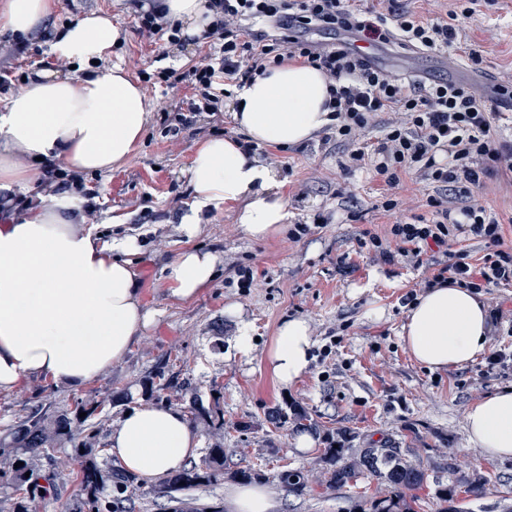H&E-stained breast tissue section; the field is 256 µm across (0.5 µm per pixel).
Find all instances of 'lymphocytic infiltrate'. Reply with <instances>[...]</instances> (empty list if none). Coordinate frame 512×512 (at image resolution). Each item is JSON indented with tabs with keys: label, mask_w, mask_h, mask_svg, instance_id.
Wrapping results in <instances>:
<instances>
[{
	"label": "lymphocytic infiltrate",
	"mask_w": 512,
	"mask_h": 512,
	"mask_svg": "<svg viewBox=\"0 0 512 512\" xmlns=\"http://www.w3.org/2000/svg\"><path fill=\"white\" fill-rule=\"evenodd\" d=\"M379 11L363 14L345 0H205L209 22L198 42L206 53L178 68L147 73L149 85L175 84L190 89V96L163 109V133L177 140L201 114L217 117L233 88L242 87L267 67L295 60L320 70L329 83L331 131L347 152L353 167H371L385 185L382 207L395 210L401 177L420 173L438 183L429 197L430 215L391 225L385 236L371 235L373 257L382 262L398 259L432 270L424 287L445 280L482 290L512 283V249H504V224L473 194L493 172L512 173V145L497 142L494 117L488 102L468 86L444 80L406 82L377 68L346 45L319 44L315 31L346 33L377 46L399 44L420 50L461 48L466 33L460 19L479 15L483 0H453L447 18L437 24L415 13L398 10L395 0H378ZM137 29L146 41L162 40L167 55L179 57L186 45L180 26L169 20L158 0H139ZM27 42L0 40V90L21 93L26 88L22 59ZM392 113L380 138L366 133L376 114ZM445 164H438V155ZM73 188L85 187L82 172L50 166L37 185L44 201ZM85 220H93L95 190L86 189ZM481 238L490 251L481 265L469 262L466 251L454 249L459 234ZM436 247L438 257L428 256Z\"/></svg>",
	"instance_id": "lymphocytic-infiltrate-1"
}]
</instances>
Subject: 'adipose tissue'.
Instances as JSON below:
<instances>
[{"label":"adipose tissue","mask_w":512,"mask_h":512,"mask_svg":"<svg viewBox=\"0 0 512 512\" xmlns=\"http://www.w3.org/2000/svg\"><path fill=\"white\" fill-rule=\"evenodd\" d=\"M54 0H0V32L26 36L44 30ZM121 41L111 17L89 13L49 40L51 53L76 61L79 72L34 71L25 92L0 109V195L31 191L46 163L109 172L136 152L150 105L120 65L92 61ZM328 82L294 62L254 75L235 95L232 119L246 143L213 138L187 169L191 200L180 218L190 245L167 267L172 300L188 302L214 280L219 257L193 247L210 215L225 206L250 238L288 229V202L276 170L247 144L295 146L331 123ZM111 111H104V104ZM82 192L30 207L17 223L0 225V392L49 380L77 390L120 361L156 318L142 302L133 234L104 238L85 223ZM490 312L479 294L455 284L427 289L410 305L400 337L413 359L431 371L475 362L489 349ZM314 344L308 321L284 320L266 354V369L282 388L308 370ZM467 443L484 460L512 458V388L470 405ZM200 445L183 412L138 405L109 435L112 456L131 474L155 478L181 469Z\"/></svg>","instance_id":"obj_1"}]
</instances>
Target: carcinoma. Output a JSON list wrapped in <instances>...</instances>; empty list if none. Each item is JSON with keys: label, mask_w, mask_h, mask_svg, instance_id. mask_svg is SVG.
<instances>
[{"label": "carcinoma", "mask_w": 512, "mask_h": 512, "mask_svg": "<svg viewBox=\"0 0 512 512\" xmlns=\"http://www.w3.org/2000/svg\"><path fill=\"white\" fill-rule=\"evenodd\" d=\"M87 416L82 417L80 413ZM105 401L77 400L72 410L55 414L33 413L13 427L9 445L0 446V479L9 478L11 493L0 500V512H30L36 498L58 496L53 482L42 486L35 476L42 459H52L62 443L73 445L75 458L81 461L77 479L83 497L66 512H125V503L132 502L135 477L116 466L101 468L93 456L102 452L96 447L99 429L86 424L92 415L108 416ZM353 440L344 432L335 441L337 447L325 449L323 462L329 466L328 483L343 486L362 476H372L388 487V495L374 504V512H411L404 500V491L421 487L422 470L409 463L399 448H348ZM21 461L23 465L15 467ZM224 471V446L215 442L206 448L201 462L164 479L158 488L162 497L185 489L206 486ZM275 479L288 491L304 494L309 488L308 475L297 470H284Z\"/></svg>", "instance_id": "cac0c4a2"}]
</instances>
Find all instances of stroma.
I'll return each mask as SVG.
<instances>
[{"instance_id": "obj_1", "label": "stroma", "mask_w": 512, "mask_h": 512, "mask_svg": "<svg viewBox=\"0 0 512 512\" xmlns=\"http://www.w3.org/2000/svg\"><path fill=\"white\" fill-rule=\"evenodd\" d=\"M91 12L110 14L122 30L110 60L129 77H136L139 62L162 55L164 42H142L133 0H57L52 19L60 27ZM469 45L481 52V76L496 81L502 72H512V0H488L482 18L469 26ZM188 93L181 85L146 91L153 108L139 150L121 167L87 176L97 191L96 222L104 236L119 227L146 233L133 260L143 303L157 311L156 322L122 360L84 388L61 390L45 380L0 392V438L31 411L56 413L79 398L105 397L112 408L100 421L99 438L107 440L126 409L155 404L153 375L161 367L168 406L188 409V392L194 388L210 413L224 416L220 431L208 417L192 422L202 442L197 456H204L205 445H224L223 475L188 492L212 512L227 507L228 489L239 484L243 469L266 475L274 512H372L374 501L388 493L381 481L362 477L335 488L326 483L321 457L329 437L343 431L353 435L356 448L402 449L426 473L424 485L405 494L414 512H512V459L483 460L468 446L465 433L468 406L511 388L512 365L489 377L481 359L438 373L418 365L399 331L407 297L419 294L431 272L424 265L376 262L359 245L364 233L382 235L412 214L429 215L426 200L435 193V183L406 175L403 193L416 209L396 215L381 207L375 171L349 169L343 146L325 134L294 148L262 146L257 155L277 170L290 222L306 225L305 234L297 240L284 234L255 240L242 232L233 209H224L191 243L219 255L217 277L193 301H174L164 268L189 243L170 202L190 197L186 171L199 143L239 134L228 118L199 131L184 130L174 143L163 138L162 105ZM475 194L505 222L504 243L512 246V175H490ZM318 214L324 223H314ZM343 264L349 273L340 272ZM241 267L253 271L251 286H243L237 274ZM481 295L490 308L504 312L491 324V349L512 353V284L482 289ZM292 317L309 322L315 345L308 371L283 390L268 373L265 357L280 323ZM243 323L254 339L245 357L232 348ZM277 407L305 412L311 429L273 418ZM302 436L311 441L304 451L296 447ZM71 455L68 447L56 452V464L64 466L60 474L56 464H42V475H56L60 482L59 498L37 501L33 512H61L62 504L80 499L73 476L80 464ZM451 458L458 462L452 473L444 468ZM284 469L308 474L309 491L297 496L281 486L275 476ZM441 486L454 488L453 502L437 497Z\"/></svg>"}]
</instances>
